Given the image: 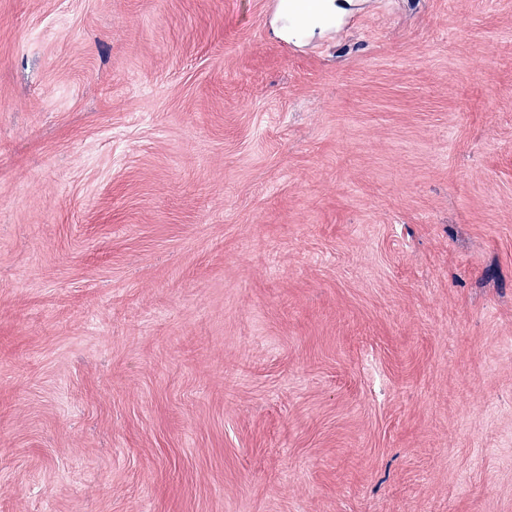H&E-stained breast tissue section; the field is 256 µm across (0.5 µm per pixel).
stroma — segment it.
Here are the masks:
<instances>
[{
  "label": "stroma",
  "mask_w": 512,
  "mask_h": 512,
  "mask_svg": "<svg viewBox=\"0 0 512 512\" xmlns=\"http://www.w3.org/2000/svg\"><path fill=\"white\" fill-rule=\"evenodd\" d=\"M0 0V512H512V0Z\"/></svg>",
  "instance_id": "stroma-1"
}]
</instances>
